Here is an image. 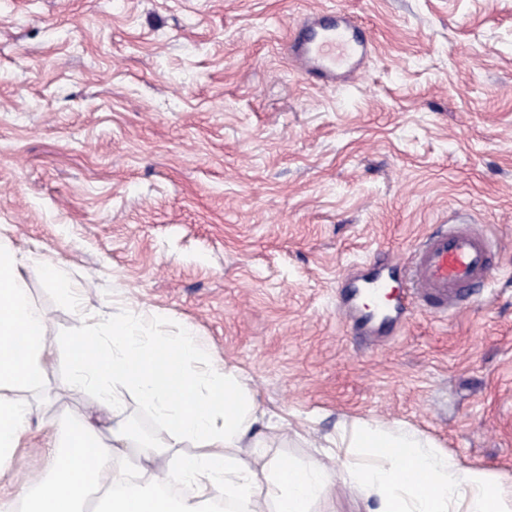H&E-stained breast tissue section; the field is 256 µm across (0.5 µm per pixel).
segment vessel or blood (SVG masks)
<instances>
[{
  "label": "vessel or blood",
  "mask_w": 512,
  "mask_h": 512,
  "mask_svg": "<svg viewBox=\"0 0 512 512\" xmlns=\"http://www.w3.org/2000/svg\"><path fill=\"white\" fill-rule=\"evenodd\" d=\"M372 45L364 27L350 16L332 12L300 21L286 43L301 75L329 82L338 73H356ZM399 263L404 270L400 307L405 312L418 303L448 314L496 272L490 237L466 211L454 212L447 222L436 225ZM392 277V271H381L354 280L353 286L361 294L378 293Z\"/></svg>",
  "instance_id": "b4317fda"
}]
</instances>
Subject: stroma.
Masks as SVG:
<instances>
[{
	"label": "stroma",
	"mask_w": 512,
	"mask_h": 512,
	"mask_svg": "<svg viewBox=\"0 0 512 512\" xmlns=\"http://www.w3.org/2000/svg\"><path fill=\"white\" fill-rule=\"evenodd\" d=\"M335 7L374 34L324 86L284 37ZM475 206L499 241L478 303L367 348L344 285ZM0 236L64 267L24 286L54 357L20 392L33 437L0 496L27 507L98 405L68 344L192 327L261 411L335 436L377 419L512 488V0H0ZM264 459L330 456L271 431Z\"/></svg>",
	"instance_id": "1"
}]
</instances>
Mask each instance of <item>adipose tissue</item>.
<instances>
[{"mask_svg":"<svg viewBox=\"0 0 512 512\" xmlns=\"http://www.w3.org/2000/svg\"><path fill=\"white\" fill-rule=\"evenodd\" d=\"M29 265L63 298L71 296L61 266L21 254L0 237V483L14 481L13 462L31 438L33 410L12 393L43 387L52 353L46 321L33 310L23 286L22 271ZM111 333L109 352H102L94 335L74 338L68 350L71 386L97 390L101 409L114 418L112 440L104 442L88 422L71 429L55 443L52 474L39 482L28 512H84L91 490L112 472L116 446L131 440L119 418V387L161 419L165 435L138 445L139 465L154 475V483L126 485L113 493L105 512H205L204 503L218 494L230 512H311L340 481L360 489L367 512H512L485 472L461 467L398 424L363 420L337 440V447L351 455L377 458L371 467L337 468L325 461L299 467L274 460L254 470L238 452L258 447L262 419L239 376L213 361L191 333L149 336L134 318L113 324ZM191 361L206 363V371L189 373ZM185 444L193 454L175 469L163 470L165 450ZM181 481L195 486L193 499L173 501L157 490Z\"/></svg>","mask_w":512,"mask_h":512,"instance_id":"obj_1","label":"adipose tissue"}]
</instances>
